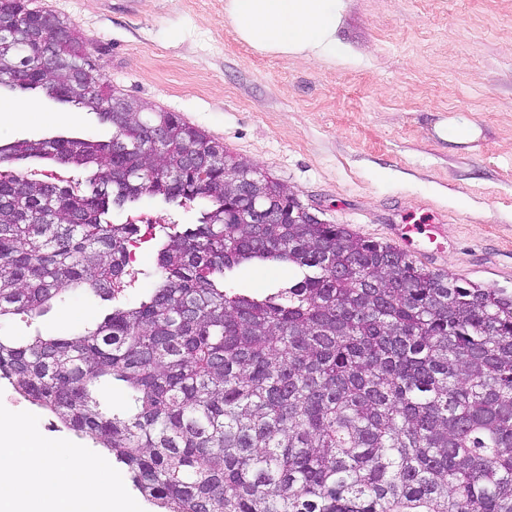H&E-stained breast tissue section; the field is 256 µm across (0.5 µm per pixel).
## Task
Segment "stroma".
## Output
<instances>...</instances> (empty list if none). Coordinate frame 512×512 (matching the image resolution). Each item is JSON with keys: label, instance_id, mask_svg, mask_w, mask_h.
Returning a JSON list of instances; mask_svg holds the SVG:
<instances>
[{"label": "stroma", "instance_id": "35a3bbf8", "mask_svg": "<svg viewBox=\"0 0 512 512\" xmlns=\"http://www.w3.org/2000/svg\"><path fill=\"white\" fill-rule=\"evenodd\" d=\"M92 40L112 87L177 112L225 149L290 186L323 220L405 247L411 260L463 282L512 289V0H344L336 60L282 57L239 40L225 0H34ZM40 115L0 123V140L91 136L112 128L95 113L40 91L0 89V106ZM76 120H69V113ZM465 119L473 140L448 138ZM190 224L195 212L145 199L113 223ZM402 224H437L436 240L404 245ZM288 267L247 266L228 289L262 293ZM103 309L75 293L38 320L0 332L66 336ZM0 410L40 442L95 460L92 438L48 426L43 409L0 379Z\"/></svg>", "mask_w": 512, "mask_h": 512}]
</instances>
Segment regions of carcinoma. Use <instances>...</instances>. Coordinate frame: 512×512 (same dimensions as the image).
Listing matches in <instances>:
<instances>
[{
  "label": "carcinoma",
  "instance_id": "cac0c4a2",
  "mask_svg": "<svg viewBox=\"0 0 512 512\" xmlns=\"http://www.w3.org/2000/svg\"><path fill=\"white\" fill-rule=\"evenodd\" d=\"M0 87L41 89L112 138L0 143L92 174L86 190L0 177V324L82 291L108 303L67 337L0 334V378L124 465L163 512H512V289L466 287L343 224L244 223L224 150L175 112L117 96L96 49L32 0H0ZM166 131L162 149L154 128ZM150 198L164 232L151 287L116 301ZM288 265L264 297L224 290ZM151 217L153 222L151 234L155 232V239L145 249L144 254L140 257L137 266L133 271H130L131 276L127 278L124 291V297L128 300L137 299L145 290L148 279L147 274L151 273L156 264V241L160 235L163 234L162 227H168L167 224H191L195 220V210L189 208H180L178 210L169 208L158 201L151 199H143L142 201L127 206L123 209H114L110 215V220L113 223L137 222L141 217ZM166 224V225H164ZM293 275L288 266H247L239 269L232 279L226 282V288L235 292L263 293L276 282H288Z\"/></svg>",
  "mask_w": 512,
  "mask_h": 512
}]
</instances>
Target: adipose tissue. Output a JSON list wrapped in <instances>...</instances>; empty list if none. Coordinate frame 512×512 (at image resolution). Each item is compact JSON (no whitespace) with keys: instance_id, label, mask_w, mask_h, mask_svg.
Wrapping results in <instances>:
<instances>
[{"instance_id":"adipose-tissue-1","label":"adipose tissue","mask_w":512,"mask_h":512,"mask_svg":"<svg viewBox=\"0 0 512 512\" xmlns=\"http://www.w3.org/2000/svg\"><path fill=\"white\" fill-rule=\"evenodd\" d=\"M342 8L343 0H227L226 12L257 50L334 59L343 52L335 38ZM96 501L124 512L120 486L97 462L67 460L19 418L0 415V512H74L75 503Z\"/></svg>"}]
</instances>
